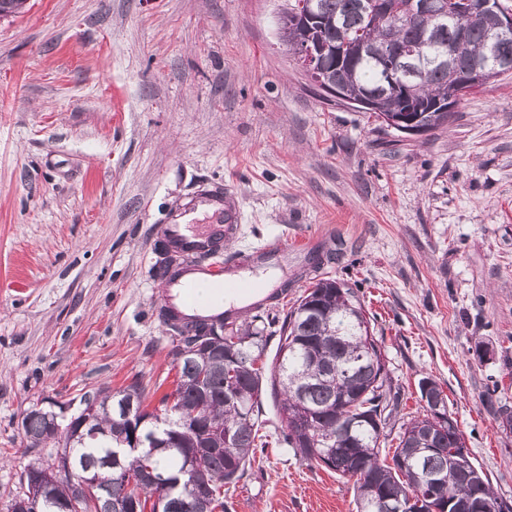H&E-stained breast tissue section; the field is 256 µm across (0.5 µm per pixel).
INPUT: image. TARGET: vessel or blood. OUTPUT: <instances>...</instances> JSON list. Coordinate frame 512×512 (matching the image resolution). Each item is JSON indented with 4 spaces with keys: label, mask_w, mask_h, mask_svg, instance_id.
<instances>
[{
    "label": "vessel or blood",
    "mask_w": 512,
    "mask_h": 512,
    "mask_svg": "<svg viewBox=\"0 0 512 512\" xmlns=\"http://www.w3.org/2000/svg\"><path fill=\"white\" fill-rule=\"evenodd\" d=\"M198 207L211 211L209 224H169L165 234L171 247L192 255V262L172 269L165 278L163 301L183 320L210 319L224 314L225 309L202 291L205 283L220 284L239 301L251 308L262 309L266 301L264 288L242 277L243 269L254 266L280 267L288 254L287 245L273 244L260 252L225 260L223 266L200 264L199 259L222 252L237 230L239 214L231 192H214L199 197Z\"/></svg>",
    "instance_id": "b4317fda"
}]
</instances>
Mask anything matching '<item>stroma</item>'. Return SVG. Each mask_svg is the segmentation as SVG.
Returning <instances> with one entry per match:
<instances>
[{"label":"stroma","mask_w":512,"mask_h":512,"mask_svg":"<svg viewBox=\"0 0 512 512\" xmlns=\"http://www.w3.org/2000/svg\"><path fill=\"white\" fill-rule=\"evenodd\" d=\"M273 0H26L0 18V512L41 400L173 388L158 252L203 190L240 231L215 264L312 237L381 336L400 415L436 380L474 465L512 503V75L423 136L323 100L280 44ZM261 314L268 355L314 271L296 254ZM490 354L478 356L477 347ZM264 445L228 512H356L353 482Z\"/></svg>","instance_id":"stroma-1"}]
</instances>
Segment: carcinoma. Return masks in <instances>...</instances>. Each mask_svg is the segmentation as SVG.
Wrapping results in <instances>:
<instances>
[{
	"label": "carcinoma",
	"mask_w": 512,
	"mask_h": 512,
	"mask_svg": "<svg viewBox=\"0 0 512 512\" xmlns=\"http://www.w3.org/2000/svg\"><path fill=\"white\" fill-rule=\"evenodd\" d=\"M420 0H393L396 16L385 20L367 8L368 0H315L322 23L314 40L342 45L361 38L372 52L354 65L336 72L354 93H379V109L401 104V95L385 92V60L377 51L391 32L392 43L422 61L409 77V97L429 106L457 94L464 99L474 87L460 83L459 73L473 60L492 57L490 63L512 65V32H498L497 14L485 12L482 24L464 26L457 15L464 0H448V17L420 15L406 18ZM288 54L302 53L305 35L297 25L279 28ZM462 35L456 67L433 62ZM164 322L178 337L175 345V389L162 397L159 411L143 407L142 391L132 384L115 394L80 399L77 414L84 431H51L50 407L34 405L21 421L30 446L58 444L53 458L28 465L42 481L24 476L12 495L7 512L19 500L30 512H57V503L69 501L71 512H224V487L242 477L258 447L259 407L266 391L273 395L282 423L281 443L301 458L321 462L333 456L332 470L355 479L356 512H381L378 501L414 503L404 512H468L454 502L468 481L478 494L482 512H512V504L498 498L489 480L471 460L453 471L452 449L465 447L454 417L434 424L431 402L425 414L400 425L391 457H380L384 430L398 414L399 391L386 368L383 342L374 336L353 288L331 276L312 283L288 312L279 337L275 361H266L267 337L261 317L240 327L226 317L224 356L211 360L206 336L208 323ZM134 401L135 425L116 408ZM191 420L190 426L183 421ZM433 430L432 447L422 443L423 431ZM153 469L179 481L167 491L143 479Z\"/></svg>",
	"instance_id": "obj_1"
}]
</instances>
